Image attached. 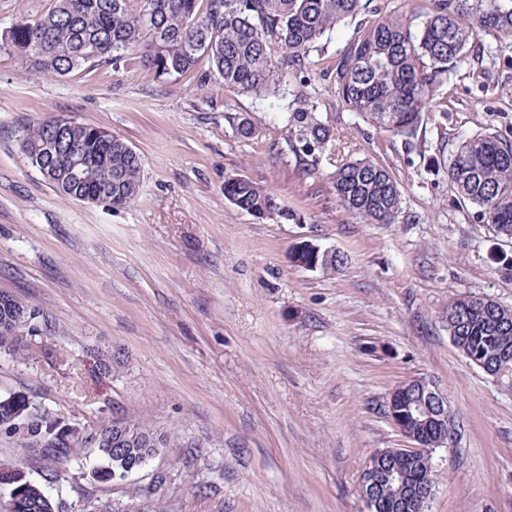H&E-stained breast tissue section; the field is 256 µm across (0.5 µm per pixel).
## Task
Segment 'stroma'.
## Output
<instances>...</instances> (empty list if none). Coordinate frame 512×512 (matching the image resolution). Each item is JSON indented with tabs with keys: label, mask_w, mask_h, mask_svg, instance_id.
<instances>
[{
	"label": "stroma",
	"mask_w": 512,
	"mask_h": 512,
	"mask_svg": "<svg viewBox=\"0 0 512 512\" xmlns=\"http://www.w3.org/2000/svg\"><path fill=\"white\" fill-rule=\"evenodd\" d=\"M429 0H370L312 53L308 85L286 74L277 98L224 91L204 69L157 78L128 62L34 74L0 52V292L40 308L46 334L0 352V401L39 404L93 433L135 413L168 431L159 456L115 482L94 446L59 470L60 512L136 506L154 484L161 512H364L371 453L410 442L386 416L392 389L432 378L456 417L436 449L430 512H512V386L448 335V303L512 307V246H501L446 169L464 138L512 142V43L480 35L450 67L413 148L342 108L324 69L362 28ZM306 90L336 133V158H373L402 192L393 224H368L330 187L329 164L298 172L286 117ZM64 116L96 125L144 159L128 207L69 200L25 158L18 128ZM258 130L245 139L235 118ZM241 175L298 221L260 219L224 196ZM307 245L345 261H293ZM120 354L101 374L99 354ZM46 460L0 433V493L36 483Z\"/></svg>",
	"instance_id": "stroma-1"
}]
</instances>
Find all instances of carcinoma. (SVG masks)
<instances>
[{
  "instance_id": "carcinoma-1",
  "label": "carcinoma",
  "mask_w": 512,
  "mask_h": 512,
  "mask_svg": "<svg viewBox=\"0 0 512 512\" xmlns=\"http://www.w3.org/2000/svg\"><path fill=\"white\" fill-rule=\"evenodd\" d=\"M424 14L391 16L365 29L336 59L329 75L342 105L411 147L424 114L431 111L449 67L473 55L481 33L512 40V0H430ZM365 9L363 0H54L44 14L22 13L0 32V51L18 52L36 74L60 76L107 60L132 61L156 77H180L205 61L209 75L228 91L278 96L280 76L292 71L308 83L310 55L324 49L336 25ZM287 146L307 174L319 172L334 141L314 103L297 98L287 117ZM28 162L62 196L93 200L114 209L136 200L143 159L127 142L105 129L72 118H50L19 130ZM448 180L462 201L495 237L512 244V143L487 133L461 142L448 168ZM340 205L369 224H393L402 210L401 192L390 173L364 158L335 166L329 173ZM224 196L258 218L292 220L279 198L252 180L231 175ZM50 327L48 317L11 295H0V350L17 352L23 337ZM448 334L468 359L478 357L485 373L512 372V309L466 296L448 303ZM0 428L23 435L43 457L67 464L76 449L92 443L110 472L124 475L144 466L166 447L167 432L136 415L124 414L85 435L49 410L31 408L17 419L0 402ZM416 443L440 441V430L415 426ZM396 469L401 486L381 487L378 512H410L415 492L432 482L431 453L379 448ZM46 470L43 485L16 496L0 495V512H55L46 487L58 482Z\"/></svg>"
}]
</instances>
